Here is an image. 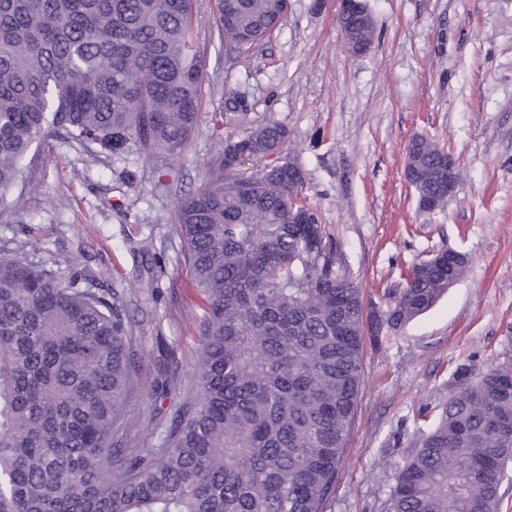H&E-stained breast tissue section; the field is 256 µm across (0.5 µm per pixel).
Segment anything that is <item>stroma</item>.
<instances>
[{
  "instance_id": "1",
  "label": "stroma",
  "mask_w": 512,
  "mask_h": 512,
  "mask_svg": "<svg viewBox=\"0 0 512 512\" xmlns=\"http://www.w3.org/2000/svg\"><path fill=\"white\" fill-rule=\"evenodd\" d=\"M371 48L350 54L339 0H290L270 36L227 50L215 0H193L205 64L200 118L177 156H93L57 137L33 146L22 208L0 210V244L59 271L79 265L96 288H134L126 308L139 338L140 389L123 423L127 450L157 445L180 400L154 401L176 361L191 386L205 307L179 266L171 228L218 150L210 115L224 90L241 94L238 137L275 122L278 159L305 172L319 212L365 306L383 305L408 271L441 250L468 257L463 276L429 311L366 349L355 420L324 512H390L395 475L434 425L425 409L457 386L456 370L512 369V0H364ZM415 135L449 147L459 171L447 204L420 210L405 178Z\"/></svg>"
}]
</instances>
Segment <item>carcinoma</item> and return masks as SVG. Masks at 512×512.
I'll return each instance as SVG.
<instances>
[{"label":"carcinoma","instance_id":"cac0c4a2","mask_svg":"<svg viewBox=\"0 0 512 512\" xmlns=\"http://www.w3.org/2000/svg\"><path fill=\"white\" fill-rule=\"evenodd\" d=\"M278 0H216L224 42L254 49ZM367 48L365 6L342 13ZM203 60L192 0H0V206L16 207L33 145L177 155L199 120ZM244 112H214L220 149L172 232L204 296L193 386L156 448L116 447L138 396L140 357L124 288L83 286L0 247V512H323L347 443L365 341L377 345L463 275L439 252L385 308L365 309L318 213L267 170L278 123L238 138ZM448 150L406 146L418 206L448 202ZM437 427L396 476L392 512H500L512 462V370L465 366ZM166 370L154 395L180 385Z\"/></svg>","mask_w":512,"mask_h":512}]
</instances>
